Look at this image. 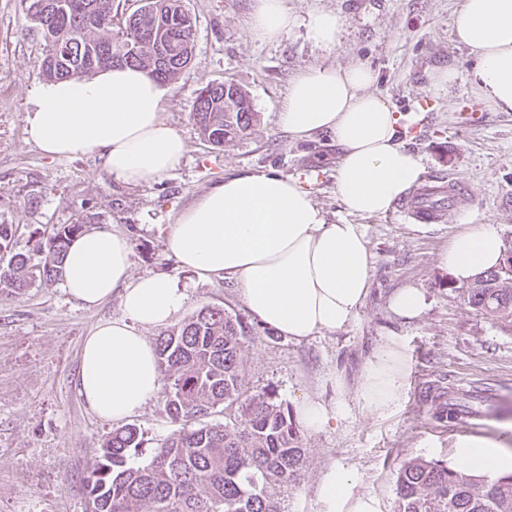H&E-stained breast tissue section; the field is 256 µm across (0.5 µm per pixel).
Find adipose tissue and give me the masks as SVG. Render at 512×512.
<instances>
[{
    "mask_svg": "<svg viewBox=\"0 0 512 512\" xmlns=\"http://www.w3.org/2000/svg\"><path fill=\"white\" fill-rule=\"evenodd\" d=\"M292 22L285 0H256V39L273 40ZM452 33L475 56L480 96L496 111L512 112V0H464ZM375 81L365 65L310 67L292 81L279 114L296 139L332 134L340 149L337 192L347 212L361 216L386 213L421 175L418 157L398 140V115L371 90ZM167 94L163 82L131 65L45 81L25 115L27 140L55 158L99 154L109 175L146 184L175 169L186 152L183 135L162 119ZM165 244L200 278L235 279L250 315L297 342L347 326L370 292L371 252L362 226L327 223L299 180L271 173L231 176L198 196L169 226ZM504 252L497 226L476 224L452 238L439 264L465 283L498 266ZM130 255L125 235L100 228L74 239L63 265V286L81 305L120 298L121 317L86 336L78 378L87 407L116 426L157 396L158 360L147 333L169 325L186 299L169 277H132ZM331 385L333 400L298 405L296 419L306 431L335 426L355 407L392 414L404 398L403 356L387 344L368 359L355 404L345 398V376ZM450 466L509 473L512 452L492 439L462 435ZM314 495L319 512H382L378 497L333 466Z\"/></svg>",
    "mask_w": 512,
    "mask_h": 512,
    "instance_id": "obj_1",
    "label": "adipose tissue"
}]
</instances>
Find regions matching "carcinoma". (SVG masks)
<instances>
[{"mask_svg":"<svg viewBox=\"0 0 512 512\" xmlns=\"http://www.w3.org/2000/svg\"><path fill=\"white\" fill-rule=\"evenodd\" d=\"M27 14L42 30L48 53L41 63L50 81L85 77L94 69L84 58L95 46H111L118 64L136 65L163 82H173L190 64L194 22L182 0H148L126 20L121 39H112V0H26ZM150 9L159 19L156 38L167 49L169 65L159 71L145 58L129 59L127 40L136 34L137 13ZM233 111H224V83L198 89L191 118L201 137L215 147L249 134L256 122L248 93L234 83ZM99 216L92 213L49 232L33 231L32 247L15 250L17 227L0 224V294L16 295L63 277L71 241ZM471 309L512 327V265L500 264L467 284L451 288ZM245 328L230 312L203 307L156 342L159 368L170 384L163 411L183 428L143 455L134 424L112 431L86 479L85 512H277V483H298L305 449L293 416L275 392L248 391L242 344ZM422 401L432 419L449 423L459 404L445 387H426ZM237 406L235 419L207 423L222 406ZM394 512H512V474L488 477L412 458L399 468Z\"/></svg>","mask_w":512,"mask_h":512,"instance_id":"cac0c4a2","label":"carcinoma"}]
</instances>
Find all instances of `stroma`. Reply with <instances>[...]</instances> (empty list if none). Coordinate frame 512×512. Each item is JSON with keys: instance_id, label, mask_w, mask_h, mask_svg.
Masks as SVG:
<instances>
[{"instance_id": "obj_1", "label": "stroma", "mask_w": 512, "mask_h": 512, "mask_svg": "<svg viewBox=\"0 0 512 512\" xmlns=\"http://www.w3.org/2000/svg\"><path fill=\"white\" fill-rule=\"evenodd\" d=\"M255 0H184L195 20L192 61L170 85L162 114L184 136L187 152L167 176L129 187L106 172L98 154L45 156L28 143L25 115L43 76L48 46L27 16L24 0H0V224L18 227L16 250L26 251L33 229L73 223L95 213L101 227L123 233L131 245V274H165L184 288L186 320L213 306L245 327L242 356L250 390H273L296 409L345 373L356 387L360 369L381 346L397 343L407 362L405 396L391 415L353 412L336 427L302 433L305 466L299 483L276 490L278 512H318L312 488L329 466L377 496L393 512L396 473L409 459L447 460L457 436L489 437L512 447V414L492 412L512 398V329L458 302L438 265L451 238L474 224L498 225L512 248V112L494 110L472 82L475 59L452 35L463 0H286L294 23L273 41L251 26ZM333 12L341 22L335 45L314 41L312 15ZM369 65L373 92L399 114L402 141L426 176L460 177L469 196L425 231L390 214L347 213L336 192L339 151L331 134L298 140L282 129L278 112L291 81L315 65ZM453 67V86L435 72ZM231 81L249 94L257 121L249 135L217 148L204 142L190 117L196 91ZM243 172L299 179L327 223L362 225L372 253L371 292L344 329L297 343L248 313L234 280L206 281L179 268L165 234L200 194ZM420 288L427 306L407 320L390 306L399 288ZM122 314L118 298L83 307L62 283L0 295V512H84L86 478L102 440L113 430L77 392L85 336ZM440 385L483 412L476 425H441L420 400ZM153 450L172 432L160 399L132 418Z\"/></svg>"}]
</instances>
